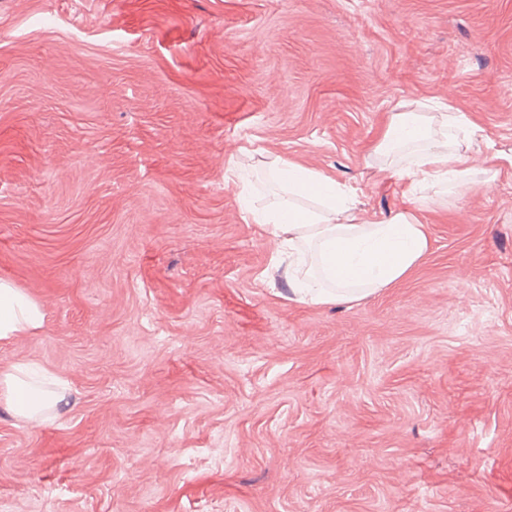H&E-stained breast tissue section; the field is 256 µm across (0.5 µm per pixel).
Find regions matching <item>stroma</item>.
Listing matches in <instances>:
<instances>
[{
	"instance_id": "obj_1",
	"label": "stroma",
	"mask_w": 512,
	"mask_h": 512,
	"mask_svg": "<svg viewBox=\"0 0 512 512\" xmlns=\"http://www.w3.org/2000/svg\"><path fill=\"white\" fill-rule=\"evenodd\" d=\"M474 124L428 197L377 139ZM281 158L431 246L351 303L247 223ZM0 278L65 383L0 401V512H512V0H0ZM29 368L23 365L13 366L0 373V398L13 410L14 414L29 422H43L47 409L55 410L63 401V396L47 389V384L27 382L25 377Z\"/></svg>"
}]
</instances>
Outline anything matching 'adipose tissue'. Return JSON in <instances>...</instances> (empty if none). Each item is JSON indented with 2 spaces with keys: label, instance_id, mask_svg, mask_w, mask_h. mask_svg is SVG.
Here are the masks:
<instances>
[{
  "label": "adipose tissue",
  "instance_id": "adipose-tissue-1",
  "mask_svg": "<svg viewBox=\"0 0 512 512\" xmlns=\"http://www.w3.org/2000/svg\"><path fill=\"white\" fill-rule=\"evenodd\" d=\"M444 131L418 112L395 113L377 145L390 153L417 144L416 154L395 167L419 191L447 183L464 189L474 160L448 142L447 128H464L460 113L445 115ZM288 187L287 195L263 207L248 206L246 219L266 226L280 247L295 258L297 293L318 302L344 303L403 280L427 252L430 238L424 224L409 211L390 220L353 215L348 193L335 181L293 163L274 169ZM45 321L41 305L12 282L0 280V343L40 330ZM26 366L0 373V399L21 419L42 422L46 410L56 409L61 394L27 382Z\"/></svg>",
  "mask_w": 512,
  "mask_h": 512
}]
</instances>
